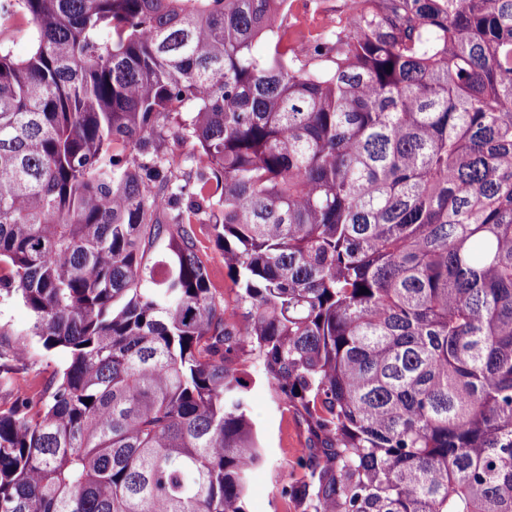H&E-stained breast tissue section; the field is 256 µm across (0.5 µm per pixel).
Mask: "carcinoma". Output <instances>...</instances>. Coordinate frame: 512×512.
I'll return each instance as SVG.
<instances>
[{
  "mask_svg": "<svg viewBox=\"0 0 512 512\" xmlns=\"http://www.w3.org/2000/svg\"><path fill=\"white\" fill-rule=\"evenodd\" d=\"M348 9L0 0V297L68 356L0 411V512H246L258 378L311 435L302 512H512V0ZM297 0H288V26L294 31L300 27H317L325 24L327 19L336 16L337 10L344 6L347 0H321L322 6L317 11L307 13L304 6L293 3ZM2 47L8 48L13 55L24 57L30 49L29 25L26 21L15 18L9 30L2 36ZM157 146L160 153L172 163L176 176L181 178V175H196L197 165L192 158L193 149L190 141H176L168 134L164 140L157 142ZM196 227V251L206 266L210 278L211 288H214L216 296L233 304L235 290L224 271V254L216 246L213 236L207 226L200 230L199 224Z\"/></svg>",
  "mask_w": 512,
  "mask_h": 512,
  "instance_id": "obj_1",
  "label": "carcinoma"
}]
</instances>
